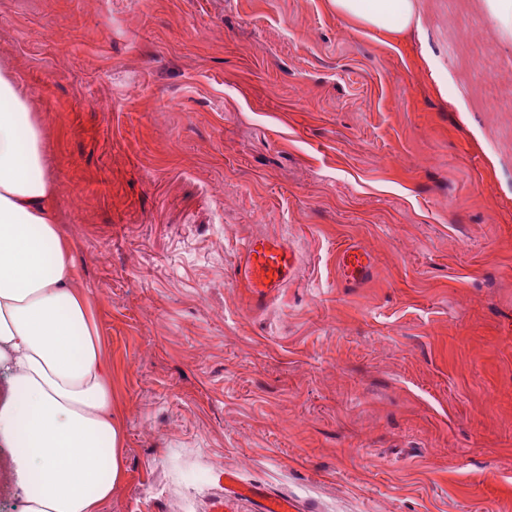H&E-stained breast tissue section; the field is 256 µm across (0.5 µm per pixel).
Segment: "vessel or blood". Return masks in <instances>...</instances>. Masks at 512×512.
I'll list each match as a JSON object with an SVG mask.
<instances>
[{"label": "vessel or blood", "mask_w": 512, "mask_h": 512, "mask_svg": "<svg viewBox=\"0 0 512 512\" xmlns=\"http://www.w3.org/2000/svg\"><path fill=\"white\" fill-rule=\"evenodd\" d=\"M296 264L295 253L279 239L258 237L246 244L235 278L253 296L264 298L288 279ZM339 266L346 280L357 281L365 276L369 257L359 247L350 246L340 253Z\"/></svg>", "instance_id": "obj_1"}]
</instances>
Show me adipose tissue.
<instances>
[{"label": "adipose tissue", "mask_w": 512, "mask_h": 512, "mask_svg": "<svg viewBox=\"0 0 512 512\" xmlns=\"http://www.w3.org/2000/svg\"><path fill=\"white\" fill-rule=\"evenodd\" d=\"M357 28L416 20L415 0H332ZM45 128L0 69V467L24 512H96L121 476L99 337L55 208Z\"/></svg>", "instance_id": "1"}]
</instances>
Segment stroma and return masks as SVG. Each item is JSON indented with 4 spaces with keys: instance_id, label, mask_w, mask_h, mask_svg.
I'll use <instances>...</instances> for the list:
<instances>
[{
    "instance_id": "1",
    "label": "stroma",
    "mask_w": 512,
    "mask_h": 512,
    "mask_svg": "<svg viewBox=\"0 0 512 512\" xmlns=\"http://www.w3.org/2000/svg\"><path fill=\"white\" fill-rule=\"evenodd\" d=\"M416 2L390 38L331 0H0L110 369L96 512H210L228 470L293 512H512V35ZM257 236L297 255L261 305ZM369 263V256L358 246H349L339 255L340 269L345 279L349 281L362 279Z\"/></svg>"
}]
</instances>
